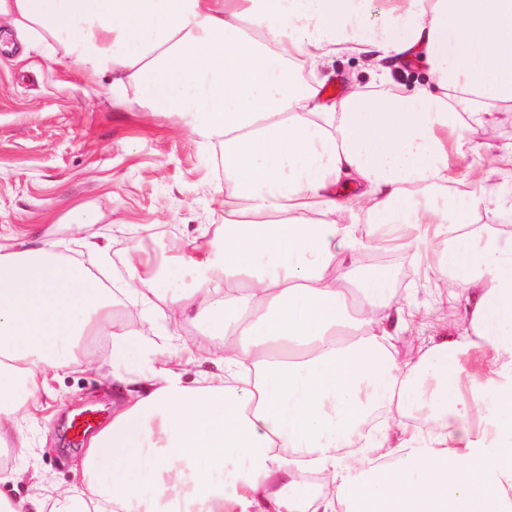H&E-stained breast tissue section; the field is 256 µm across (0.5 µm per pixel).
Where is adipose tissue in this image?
Listing matches in <instances>:
<instances>
[{
  "label": "adipose tissue",
  "instance_id": "obj_1",
  "mask_svg": "<svg viewBox=\"0 0 512 512\" xmlns=\"http://www.w3.org/2000/svg\"><path fill=\"white\" fill-rule=\"evenodd\" d=\"M384 2L375 37L371 0H0L23 44L224 147V244H186L193 287H156L140 227L117 293L51 241L0 246V448L87 340L111 338L116 396L82 488L0 512H512V146L452 189L459 126L512 106V0ZM344 52L431 82L325 103L302 72ZM375 229L433 304L393 301L382 268L348 288ZM126 300L138 327L117 325ZM444 302L453 330L401 356ZM190 318L220 343L145 344Z\"/></svg>",
  "mask_w": 512,
  "mask_h": 512
}]
</instances>
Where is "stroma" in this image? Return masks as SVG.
Masks as SVG:
<instances>
[{"label": "stroma", "mask_w": 512, "mask_h": 512, "mask_svg": "<svg viewBox=\"0 0 512 512\" xmlns=\"http://www.w3.org/2000/svg\"><path fill=\"white\" fill-rule=\"evenodd\" d=\"M326 85L344 94L352 85L378 87L366 59L343 54L320 69ZM512 143V109L465 130V149L492 157ZM220 147L194 137L176 114L151 116L136 103L113 104L101 84L71 66L55 63L48 49H0V243L43 239L67 243L80 209L99 217L92 230L110 260L97 266L87 253L77 261L93 265L95 277L111 281L121 271L132 225L150 226L143 254L164 270L160 288L191 287L193 270L182 264L187 241L204 236L220 242L224 232V169ZM374 263L387 265L398 298L423 304L430 296L395 252L380 250ZM90 369L50 378L35 418L17 413L21 440L9 457L26 471L25 481L1 491L13 500L31 492L30 477L43 487L77 486L72 459V418L85 410L112 419V363L107 341L87 345Z\"/></svg>", "instance_id": "stroma-1"}]
</instances>
